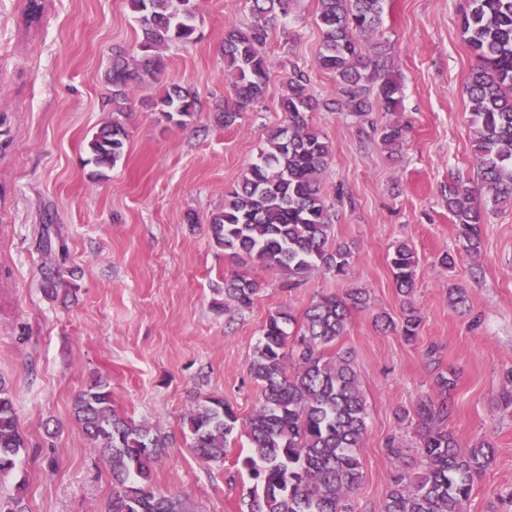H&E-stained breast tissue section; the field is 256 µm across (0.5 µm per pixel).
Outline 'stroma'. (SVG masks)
Wrapping results in <instances>:
<instances>
[{"mask_svg":"<svg viewBox=\"0 0 512 512\" xmlns=\"http://www.w3.org/2000/svg\"><path fill=\"white\" fill-rule=\"evenodd\" d=\"M461 3L386 4L377 39L402 76L403 104L372 119L406 127L398 158L347 113H312L332 149L321 176L334 204L331 241L349 244L354 262L348 277L317 271L289 289L280 272L216 247L208 221L284 123L280 98L291 67L319 101L336 98L334 78L316 63L319 0H292L267 44L265 94L229 128L219 120L230 92L224 29L249 23L250 13L245 0H194L198 41L166 50L158 81L129 86L127 149L103 178L88 143L112 119V52L133 50L140 39L127 0H44L33 26L26 0H0V113L14 138L0 154V377L28 441L0 491L22 479L27 512H104L112 475L72 414L76 395L101 377L115 409L169 437L155 489L194 512H240L253 485L242 466L246 441L232 444L223 463H203L189 447L184 415L215 395L248 419L261 399L249 365L268 317L285 308L299 318L321 297L361 288L368 304L351 309L341 340L368 406L355 512H382L398 469L421 470L418 433L397 414L433 395L437 374L448 369L457 375L449 428L461 447H494L467 512H512V408L502 406L512 394V208L488 211L481 251L471 255L446 201L449 180L480 183L464 93L475 59L461 33ZM171 84L200 100L187 125L151 107ZM399 241L420 262L411 299L422 330L414 343L375 324L377 315L403 313L388 262ZM446 252L455 257L449 268L438 263ZM234 274L261 285L244 311L225 309L220 293ZM456 288L467 307L449 305ZM392 443L401 460L390 455Z\"/></svg>","mask_w":512,"mask_h":512,"instance_id":"obj_1","label":"stroma"}]
</instances>
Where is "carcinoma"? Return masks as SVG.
<instances>
[{"label": "carcinoma", "mask_w": 512, "mask_h": 512, "mask_svg": "<svg viewBox=\"0 0 512 512\" xmlns=\"http://www.w3.org/2000/svg\"><path fill=\"white\" fill-rule=\"evenodd\" d=\"M142 37L137 52L112 58L106 73L111 86L112 123L89 141L97 175L124 155L129 134L124 120L127 88L151 83L166 66L162 50L174 43L197 41L193 0H128ZM251 20L224 31V63L231 77V98L224 100V127L264 96L271 62L267 41L276 24L288 16L291 0H246ZM386 0H319L317 24L322 41L316 62L333 75L339 97L324 104L346 112L358 126H369L391 153L399 150L406 128H380L373 112H396L403 101L402 80L386 45L367 46L383 22ZM462 34L476 59L465 84L470 125L485 201L462 180L448 182V211L463 250L479 253L488 208L512 205V0H464ZM280 107L285 124L273 130L267 147L242 179L225 195L224 209L213 215L209 230L215 245L250 261L276 269L295 286L312 272L346 276L353 263L349 244L328 247L331 206L320 189L331 148L311 125L319 103L305 74L297 69L283 81ZM198 98L177 84L159 93L153 110L185 123ZM389 263L398 291L413 292L419 259L405 242L393 246ZM259 291L257 281L235 274L224 280V305L245 310ZM368 302L364 291L351 288L325 296L295 322L286 309L271 315L250 362V373L262 385L263 402L242 425L232 407L208 396L189 410L183 424L190 448L204 462H222L235 434L250 442L242 461L254 486L247 493L248 512H354L353 493L363 480L358 454L367 427V403L348 350L326 349L345 334L350 310ZM383 329H400L407 341L419 335L421 319L407 304L401 324L378 317ZM455 371L439 373L434 396L398 415L418 429L423 469L399 470L386 494L382 512H466L474 481L491 464L493 445L481 442L466 450L448 428ZM73 415L93 447L106 454L112 473V497L105 512H190L186 502L153 488L152 472L168 447L159 428L120 415L112 406L108 381L98 378L74 400ZM26 451L10 387L0 378V480L17 467ZM25 483L0 496V512H26Z\"/></svg>", "instance_id": "cac0c4a2"}]
</instances>
